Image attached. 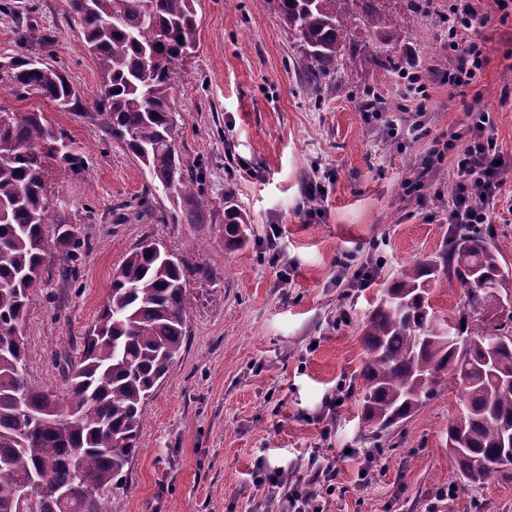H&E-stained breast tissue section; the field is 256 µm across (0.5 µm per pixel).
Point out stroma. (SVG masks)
<instances>
[{
  "label": "stroma",
  "mask_w": 512,
  "mask_h": 512,
  "mask_svg": "<svg viewBox=\"0 0 512 512\" xmlns=\"http://www.w3.org/2000/svg\"><path fill=\"white\" fill-rule=\"evenodd\" d=\"M10 3L13 14H0V55L22 50L64 72L79 106L63 111L5 94L0 108L41 109L87 159L54 189L65 201L59 216L81 227V244L75 278L52 270L32 290L31 382L63 395L65 361L78 360L113 274L143 241L213 270L212 280L188 282L181 356L145 404L126 478L104 494L107 512H263L266 493L251 478L257 465L287 469L289 484L306 488L327 461L336 465V492L323 498L324 512H512V476L480 485L452 477L455 385L380 436L346 391L359 375L362 324L380 289L447 245L454 155L432 166L426 159L465 133L470 113H491L507 168L503 192L512 197V16L502 17L496 0H473L489 17L473 35L484 61L469 84L451 89L441 80L455 63L443 16L454 0H430L407 22L386 0L401 32L397 71L344 67L315 99L274 0H195L196 48L172 97L176 154L202 182L192 197L156 191L151 220L135 210L147 172L95 109L99 74L80 25L57 0ZM30 24L45 44L20 46ZM415 76L430 82L421 106L408 92ZM374 98L386 111L370 119L361 105ZM313 180L327 195L310 217ZM228 199L251 225L241 249L224 246ZM273 224L280 237L272 247ZM370 265V285L353 287V273ZM372 448L379 467L364 481ZM442 490L447 499H438Z\"/></svg>",
  "instance_id": "35a3bbf8"
}]
</instances>
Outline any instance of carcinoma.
<instances>
[{
  "label": "carcinoma",
  "instance_id": "1",
  "mask_svg": "<svg viewBox=\"0 0 512 512\" xmlns=\"http://www.w3.org/2000/svg\"><path fill=\"white\" fill-rule=\"evenodd\" d=\"M194 0H59L79 20L99 68L95 106L112 139L151 177L137 210L151 218L157 185L191 194L200 179L183 170L171 147L178 125L172 108L177 68L190 57ZM299 50L296 64L311 90L345 62L352 30L368 31L387 52L400 34L379 0H275ZM0 74V93L23 98L26 88L68 108L78 99L56 68L18 53ZM68 150L50 154L51 144ZM73 140L41 111L0 119V512H106L103 492L118 484L138 440L144 405L180 357L188 308L187 277L213 278L205 262L187 268L152 244L129 252L112 277L107 304L83 337L69 366L65 397L29 380L24 328L30 288L58 266L68 273L77 225L56 216L52 182L85 169ZM242 212L224 202V244L249 242ZM490 229H454L436 260H415L385 288L362 326L367 353L361 382L362 417L380 431L399 424L432 400L450 375L460 387V411L448 424V462L455 480L482 484L504 471L496 458L512 436V268L487 242ZM462 290L453 331L468 338L456 347L436 329L430 303L439 274Z\"/></svg>",
  "mask_w": 512,
  "mask_h": 512
}]
</instances>
